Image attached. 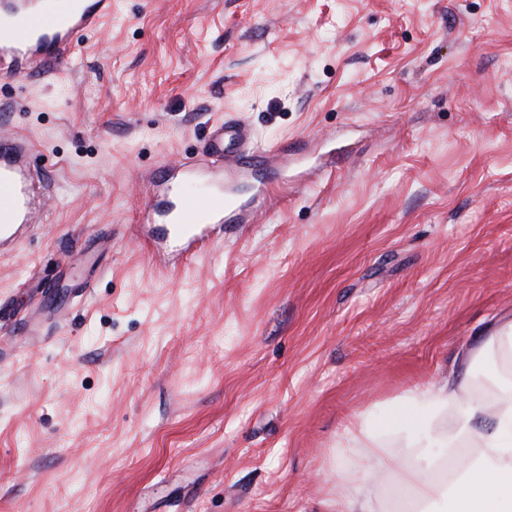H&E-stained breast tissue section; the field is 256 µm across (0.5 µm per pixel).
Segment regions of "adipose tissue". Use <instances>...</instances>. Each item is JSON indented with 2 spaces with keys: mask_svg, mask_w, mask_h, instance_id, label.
<instances>
[{
  "mask_svg": "<svg viewBox=\"0 0 512 512\" xmlns=\"http://www.w3.org/2000/svg\"><path fill=\"white\" fill-rule=\"evenodd\" d=\"M470 383L465 371L416 387L402 398L394 431H346L341 447L361 454L349 467L332 469L328 512H426L447 493L452 512H512V386L490 406ZM466 443L479 450L481 463L449 483L443 462ZM430 446L437 454H427ZM372 470L393 478L400 493L383 496L367 477Z\"/></svg>",
  "mask_w": 512,
  "mask_h": 512,
  "instance_id": "1",
  "label": "adipose tissue"
}]
</instances>
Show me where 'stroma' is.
Wrapping results in <instances>:
<instances>
[{"instance_id": "1", "label": "stroma", "mask_w": 512, "mask_h": 512, "mask_svg": "<svg viewBox=\"0 0 512 512\" xmlns=\"http://www.w3.org/2000/svg\"><path fill=\"white\" fill-rule=\"evenodd\" d=\"M230 117L273 208L152 258ZM1 130L55 193L0 256V512H321L346 427L512 318V0H112Z\"/></svg>"}]
</instances>
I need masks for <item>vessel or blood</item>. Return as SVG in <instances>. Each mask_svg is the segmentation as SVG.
<instances>
[{"label": "vessel or blood", "instance_id": "1", "mask_svg": "<svg viewBox=\"0 0 512 512\" xmlns=\"http://www.w3.org/2000/svg\"><path fill=\"white\" fill-rule=\"evenodd\" d=\"M112 12V0H0V72L19 81L45 73L74 55L81 36ZM275 150H258L248 127L227 119L209 127L198 159L179 163L178 191L164 205L173 250L208 242L226 224L252 223L275 192L261 186L242 200L234 184L270 165ZM32 145L0 132V253L40 223L51 194L31 166Z\"/></svg>", "mask_w": 512, "mask_h": 512}]
</instances>
